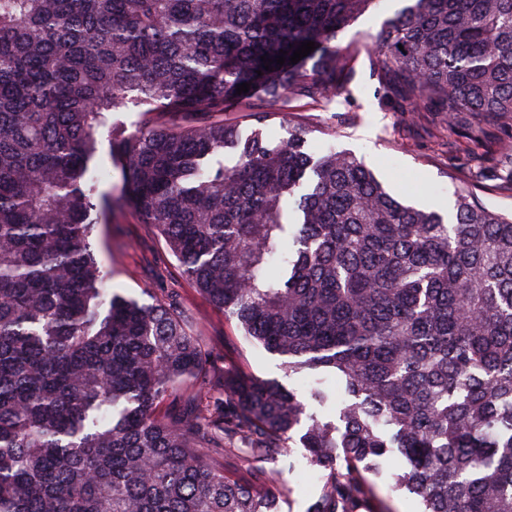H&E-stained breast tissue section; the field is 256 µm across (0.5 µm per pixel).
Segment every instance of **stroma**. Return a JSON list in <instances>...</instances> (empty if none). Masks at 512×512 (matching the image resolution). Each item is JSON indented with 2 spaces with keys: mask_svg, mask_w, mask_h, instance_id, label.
Segmentation results:
<instances>
[{
  "mask_svg": "<svg viewBox=\"0 0 512 512\" xmlns=\"http://www.w3.org/2000/svg\"><path fill=\"white\" fill-rule=\"evenodd\" d=\"M397 7L396 0H382L378 9L368 10L341 35V45L350 48L356 61L346 91L328 99L323 109L301 106L293 108L291 116L269 119V137H287L292 124L308 127L313 146L331 144L352 153L395 197L425 211L447 213L457 186L464 185L476 190L488 209L511 212L512 191L495 187L488 175L504 139L499 129L487 127L482 144H473L463 131H447L444 113L424 106L399 111L397 98L382 88L367 43ZM90 243L120 294L151 303L178 293L207 348L224 358L226 367L302 388V375L288 374L281 356L249 342L236 320L226 318L180 276L164 240L128 209L114 206L108 223L95 228ZM401 469V460L394 458L367 473L373 494L361 512H421L417 497L393 487L392 476ZM281 471L286 490L276 498L278 512H308L322 487L320 471L297 451Z\"/></svg>",
  "mask_w": 512,
  "mask_h": 512,
  "instance_id": "obj_1",
  "label": "stroma"
}]
</instances>
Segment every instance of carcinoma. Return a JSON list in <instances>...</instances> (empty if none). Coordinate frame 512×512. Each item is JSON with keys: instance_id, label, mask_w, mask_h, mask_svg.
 Segmentation results:
<instances>
[{"instance_id": "carcinoma-1", "label": "carcinoma", "mask_w": 512, "mask_h": 512, "mask_svg": "<svg viewBox=\"0 0 512 512\" xmlns=\"http://www.w3.org/2000/svg\"><path fill=\"white\" fill-rule=\"evenodd\" d=\"M377 2L0 0V512H272L264 463L295 441L324 471L310 512H359L389 454L423 512H512V214L462 190L447 220L307 128H261L348 86L339 35ZM403 2L371 36L382 86L512 131V0ZM104 134L117 200L181 276L288 369L345 379L335 419L220 367L178 295L105 287ZM97 154L95 174L102 177L99 189L103 192L112 191V195H117L116 189L121 181V174L118 169L112 167L109 157V144L106 137L102 138Z\"/></svg>"}]
</instances>
